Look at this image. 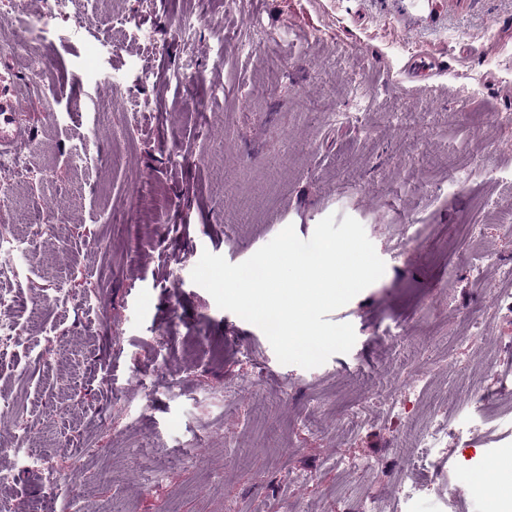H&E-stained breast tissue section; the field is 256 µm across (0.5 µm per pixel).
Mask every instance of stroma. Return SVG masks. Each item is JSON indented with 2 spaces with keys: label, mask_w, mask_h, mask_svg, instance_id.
<instances>
[{
  "label": "stroma",
  "mask_w": 512,
  "mask_h": 512,
  "mask_svg": "<svg viewBox=\"0 0 512 512\" xmlns=\"http://www.w3.org/2000/svg\"><path fill=\"white\" fill-rule=\"evenodd\" d=\"M81 29L0 13L33 135L0 225L17 256L23 342L0 358V501L26 512H495L471 476L512 464V317L488 306L468 243L512 265V0H78ZM205 15L191 42L174 19ZM271 39H256L253 19ZM125 20L124 37L113 27ZM281 54L271 75L267 60ZM196 60L192 77L181 61ZM150 107L136 123L127 103ZM464 175L448 184L449 172ZM361 222L384 275L329 314L350 352L281 364L264 333L193 283L203 252L241 263L286 225ZM418 247H408V240ZM68 296L54 301L55 285ZM422 373L413 412L391 407ZM449 414L431 483L411 498L391 453ZM51 453L72 492L48 500L10 449ZM207 452L211 464L189 459Z\"/></svg>",
  "instance_id": "stroma-1"
}]
</instances>
